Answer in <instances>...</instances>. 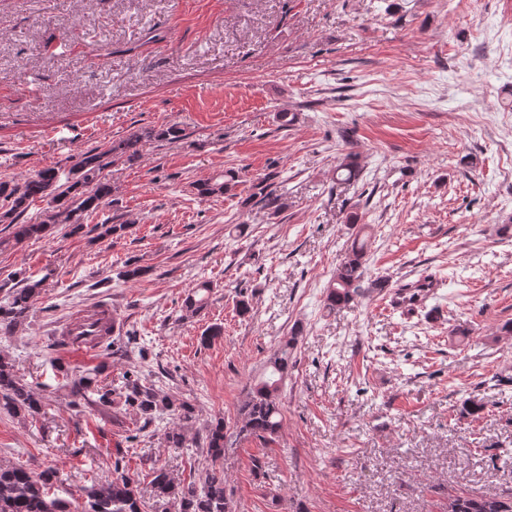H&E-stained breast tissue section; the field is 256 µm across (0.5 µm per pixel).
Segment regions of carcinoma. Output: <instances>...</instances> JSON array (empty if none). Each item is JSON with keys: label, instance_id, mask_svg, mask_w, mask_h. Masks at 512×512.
Segmentation results:
<instances>
[{"label": "carcinoma", "instance_id": "carcinoma-1", "mask_svg": "<svg viewBox=\"0 0 512 512\" xmlns=\"http://www.w3.org/2000/svg\"><path fill=\"white\" fill-rule=\"evenodd\" d=\"M184 137L183 129L173 124L165 128L142 127L129 135L80 152L70 159L68 176L60 182L59 169L45 168L23 181L0 179V222L13 227V239L21 243L52 234L57 224H66L70 232L82 228L83 216L106 206L115 205L112 185L105 169L131 164L141 156L148 142H176ZM237 184L234 173L207 179L192 185L201 198L224 195ZM247 201L278 212L282 194L278 193L273 175L253 185ZM49 200L54 213L48 223L27 224L21 217L28 207L40 200ZM365 242L354 241L347 257L337 268L327 287L329 309L346 305L363 293ZM49 274L22 272L19 288H10L0 301V335L11 336L30 318L32 301L44 291ZM212 286L199 282L184 300L187 317L199 315L208 306ZM297 336L281 342L267 360L265 374L250 387L239 408L237 435L267 442L274 439L282 425L280 391L293 364ZM102 370L87 369L70 378L71 405L109 410L122 406L132 409L147 427L164 417L172 419L165 428L163 440L169 448H199L210 461L224 457L227 431L224 418L209 421L203 431L194 427L195 407L156 387L138 370L125 373L122 384L113 388L101 383ZM48 406L45 394L24 382L13 360L0 353V413L27 420L44 413ZM61 482L59 472L48 467L38 473L23 467L0 462V512H149L151 505L138 490L137 481L127 473L125 457L113 462L112 478L92 480L82 487V502L57 494ZM153 497L170 503L175 512H233L231 493L224 476L207 469L198 481L183 484L163 468H152L150 481ZM448 512H512V498L461 494L448 497Z\"/></svg>", "mask_w": 512, "mask_h": 512}]
</instances>
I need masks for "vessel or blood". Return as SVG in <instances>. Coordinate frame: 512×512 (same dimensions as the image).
<instances>
[{
    "instance_id": "b4317fda",
    "label": "vessel or blood",
    "mask_w": 512,
    "mask_h": 512,
    "mask_svg": "<svg viewBox=\"0 0 512 512\" xmlns=\"http://www.w3.org/2000/svg\"><path fill=\"white\" fill-rule=\"evenodd\" d=\"M112 321L110 304L95 302L78 309L56 326L60 350L71 353L98 351L101 347L99 337L105 329L111 328Z\"/></svg>"
}]
</instances>
